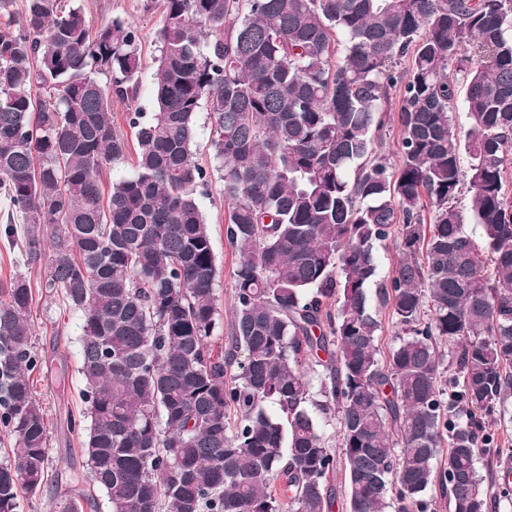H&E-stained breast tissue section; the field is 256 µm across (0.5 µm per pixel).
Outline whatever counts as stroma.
I'll return each mask as SVG.
<instances>
[{
  "mask_svg": "<svg viewBox=\"0 0 512 512\" xmlns=\"http://www.w3.org/2000/svg\"><path fill=\"white\" fill-rule=\"evenodd\" d=\"M92 27L119 18L134 25L139 33L141 86L135 104L112 103V118L118 134L134 141L135 131L126 121L131 108L150 113L154 110L151 74L158 56L156 32L162 23L160 0H79ZM200 211L209 227L218 266L216 282L218 325L215 345H223L230 334L234 274L238 257L225 237L227 207L219 174H212L209 185L197 196ZM26 226L15 220L12 228L0 223V283L21 275L33 291L31 308L34 335L32 345L38 361L31 378L37 397L45 408L51 465L45 484L35 494H21L20 512H58L57 505L72 483L87 480L86 458L81 444L89 425L87 405L82 399L84 381L79 373L82 317L70 307L61 292H48L44 269L28 266L20 243Z\"/></svg>",
  "mask_w": 512,
  "mask_h": 512,
  "instance_id": "35a3bbf8",
  "label": "stroma"
}]
</instances>
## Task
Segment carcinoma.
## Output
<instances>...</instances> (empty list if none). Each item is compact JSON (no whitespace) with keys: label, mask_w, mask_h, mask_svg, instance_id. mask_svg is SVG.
Returning a JSON list of instances; mask_svg holds the SVG:
<instances>
[{"label":"carcinoma","mask_w":512,"mask_h":512,"mask_svg":"<svg viewBox=\"0 0 512 512\" xmlns=\"http://www.w3.org/2000/svg\"><path fill=\"white\" fill-rule=\"evenodd\" d=\"M23 7L0 30V190L27 224V264L83 316L92 486L61 512H331L340 466L350 512H434L430 488L452 512L512 502V0H163L156 112L127 113L134 173L107 187L128 151L112 101L137 99L138 32L94 30L69 0ZM396 88L392 170L375 130ZM203 106L239 256L222 351ZM390 238L382 359L368 289ZM4 293L0 512H19L50 456L32 289L16 277ZM315 410L337 420L338 449ZM483 458L503 481L484 482Z\"/></svg>","instance_id":"cac0c4a2"}]
</instances>
